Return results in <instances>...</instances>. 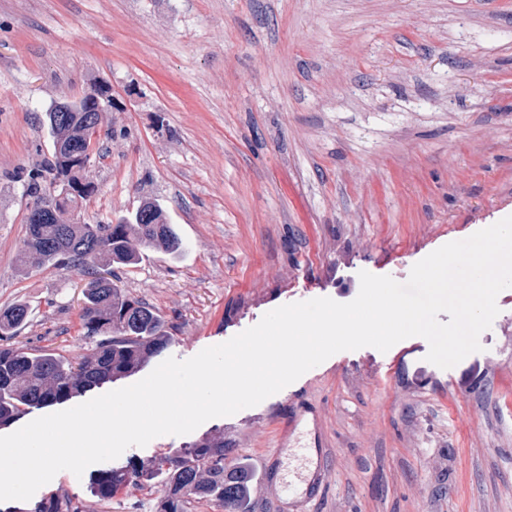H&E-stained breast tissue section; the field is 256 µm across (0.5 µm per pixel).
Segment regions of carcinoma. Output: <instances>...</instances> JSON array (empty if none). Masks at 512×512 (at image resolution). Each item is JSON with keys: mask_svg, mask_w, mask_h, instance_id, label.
Wrapping results in <instances>:
<instances>
[{"mask_svg": "<svg viewBox=\"0 0 512 512\" xmlns=\"http://www.w3.org/2000/svg\"><path fill=\"white\" fill-rule=\"evenodd\" d=\"M88 101L83 97L50 105L45 116L53 145L83 149L100 144L84 126ZM89 166L90 160L76 162L55 149L41 169L29 174L28 199L36 206L50 204L54 219L27 225L20 262L70 269L85 278L83 317L92 353L74 365L56 354L19 347L11 336L26 323L28 307L18 303L0 311V427L32 409L64 403L137 372L171 341V327L162 316L122 294L110 275L114 265H136L143 249L178 254L183 242L154 198L143 199L118 224H90L70 217L77 199L94 192ZM156 469L165 474L157 512H191L200 501L214 502L227 512H249L243 489L249 472L228 461L222 438L196 441L180 454L160 459ZM147 481L146 469L132 461L100 470L94 490L109 500L118 490L140 489ZM34 512H80V507L75 497L57 494L41 500Z\"/></svg>", "mask_w": 512, "mask_h": 512, "instance_id": "obj_1", "label": "carcinoma"}]
</instances>
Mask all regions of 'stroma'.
<instances>
[{
  "label": "stroma",
  "mask_w": 512,
  "mask_h": 512,
  "mask_svg": "<svg viewBox=\"0 0 512 512\" xmlns=\"http://www.w3.org/2000/svg\"><path fill=\"white\" fill-rule=\"evenodd\" d=\"M112 94L85 220L159 199L183 252L116 267L188 359L292 302L356 298L360 271L406 281L446 243L512 216V0H0V310L13 343L91 353L73 271L20 266L27 182L52 102ZM480 352L441 369L424 338L334 354L260 404L114 459L152 462L223 435L254 474L252 512H512V288ZM316 425L324 478L283 490L281 423ZM277 474L266 481L261 464ZM81 512H157L163 475Z\"/></svg>",
  "instance_id": "1"
}]
</instances>
